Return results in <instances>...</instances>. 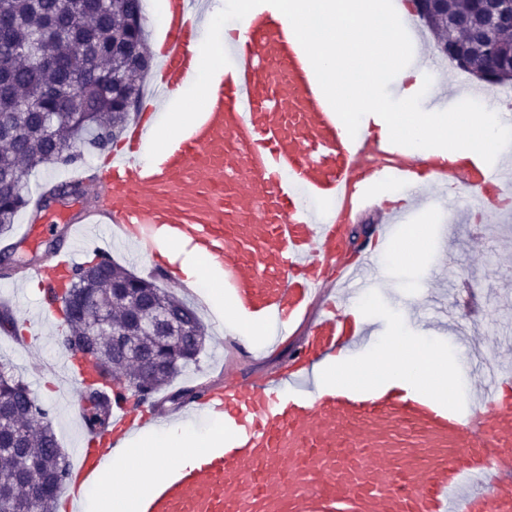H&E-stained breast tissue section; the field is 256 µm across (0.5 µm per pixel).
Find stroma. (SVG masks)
Returning <instances> with one entry per match:
<instances>
[{
	"label": "stroma",
	"instance_id": "1",
	"mask_svg": "<svg viewBox=\"0 0 512 512\" xmlns=\"http://www.w3.org/2000/svg\"><path fill=\"white\" fill-rule=\"evenodd\" d=\"M456 209L451 219L436 202L420 210L415 224L432 229L421 256L408 264L384 266L385 286L369 293L352 288L348 295L355 301L368 299L378 335L391 334L397 324L411 336L427 330L431 342L446 347L450 360L459 365L482 352L512 360V220L491 216L485 223H471L463 196ZM178 297L196 309L207 336L196 367L174 380L177 388L209 376L219 383L246 382L280 370L310 327L309 321H301L294 334L262 347L258 335L216 325L201 296L182 291ZM58 330V323L45 324L44 340L31 349L0 343V364L23 377L72 458L79 445L81 392L35 375L61 356Z\"/></svg>",
	"mask_w": 512,
	"mask_h": 512
}]
</instances>
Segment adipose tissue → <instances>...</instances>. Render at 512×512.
Returning a JSON list of instances; mask_svg holds the SVG:
<instances>
[{"instance_id":"1","label":"adipose tissue","mask_w":512,"mask_h":512,"mask_svg":"<svg viewBox=\"0 0 512 512\" xmlns=\"http://www.w3.org/2000/svg\"><path fill=\"white\" fill-rule=\"evenodd\" d=\"M284 16L289 24L317 21L310 41L311 61L334 102L342 108L348 126L359 116L371 115L383 135L405 143L409 152L426 158H444L454 151L457 159H478L492 164L502 152L507 134L499 126L494 109L463 108L460 120L448 119V108H421L422 84L412 59L420 53L402 28L386 0H286ZM219 11L207 17L210 35L199 42L201 60L187 87L196 98L205 96L212 72L224 63V30ZM402 84L398 98L385 89ZM312 377L316 387H333L352 381L362 387L402 384L448 403L460 393L462 377L445 352L421 336L393 332L383 350L355 359L341 351L317 364ZM224 445V418L215 416L213 427L197 431L189 424L161 430L146 429L129 448L113 456L95 485V496L86 502L88 512H133L134 495L150 482L165 478L172 462H189L201 452Z\"/></svg>"}]
</instances>
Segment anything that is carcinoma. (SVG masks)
Here are the masks:
<instances>
[{
	"label": "carcinoma",
	"instance_id": "1",
	"mask_svg": "<svg viewBox=\"0 0 512 512\" xmlns=\"http://www.w3.org/2000/svg\"><path fill=\"white\" fill-rule=\"evenodd\" d=\"M451 26L432 28L449 37L452 26L470 22L469 0H447ZM143 0H0V237L28 209L29 175L47 165H75L82 148L103 151L132 120L150 73ZM475 47L500 43L503 64L512 58V39L482 30L471 36ZM80 100V109L69 102ZM64 328L59 344L91 360L106 381L117 380L143 401L160 393L205 346V327L186 302L115 262L84 263L63 291ZM97 315L89 318L84 303ZM189 327L191 335L162 344L151 333L159 315ZM160 356L168 366L146 385L137 382L135 358ZM0 396L6 415L0 420V498L21 501L25 485L39 480L45 494L32 512H54L69 471V459L27 383L0 366ZM91 426L107 423L112 402L100 386L82 394Z\"/></svg>",
	"mask_w": 512,
	"mask_h": 512
}]
</instances>
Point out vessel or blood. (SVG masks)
I'll list each match as a JSON object with an SVG mask.
<instances>
[{
    "instance_id": "1",
    "label": "vessel or blood",
    "mask_w": 512,
    "mask_h": 512,
    "mask_svg": "<svg viewBox=\"0 0 512 512\" xmlns=\"http://www.w3.org/2000/svg\"><path fill=\"white\" fill-rule=\"evenodd\" d=\"M153 93L127 127L106 166L72 168L100 201L63 216L67 235L99 225L114 241L139 249L171 241L224 272L237 315L284 336L321 295L327 263L369 288L364 262L344 255L345 225L378 205L380 225L411 223L422 201L378 202L377 185L409 187L428 169L431 183L468 194L470 218L512 213V152L488 172L463 163L426 164L402 144L351 134L310 65L308 39L288 27L276 0H262L242 24L224 28L226 63L188 129L155 159L142 147L159 104L186 83L195 62L207 0H168ZM49 203L37 199L36 223L20 241L58 232ZM82 258L73 247L31 264L40 321ZM178 287L187 278L162 255L150 269ZM358 342L335 301L310 327L287 368L249 383L206 384L188 412L223 414V447L173 469L136 512H512V366L501 365L466 406L450 408L404 388L339 386L321 391L309 366ZM63 381L94 383L91 363L61 359ZM131 397L112 395L106 425L85 428L65 487L70 512H83L80 490L136 428Z\"/></svg>"
}]
</instances>
